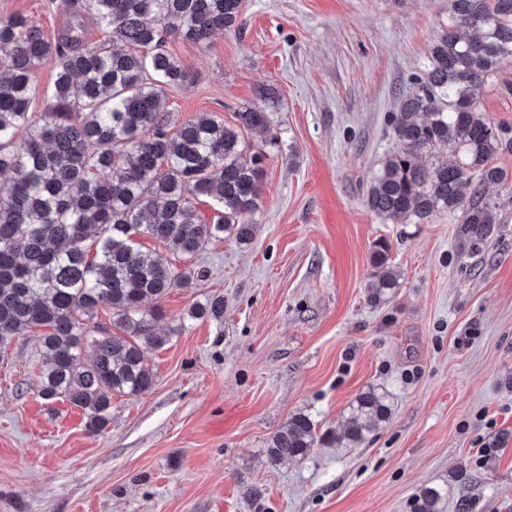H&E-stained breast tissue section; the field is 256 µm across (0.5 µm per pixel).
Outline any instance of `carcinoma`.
I'll return each mask as SVG.
<instances>
[{
    "mask_svg": "<svg viewBox=\"0 0 512 512\" xmlns=\"http://www.w3.org/2000/svg\"><path fill=\"white\" fill-rule=\"evenodd\" d=\"M448 25L432 44L412 90L397 98L388 122L404 149L370 179L367 204L394 224L436 212L459 214L460 237L473 249L499 223L498 205L482 186L504 183L490 165L512 139L480 108L475 89L512 56V0H449ZM75 23L56 40L27 16L0 20V343L41 329L39 394L65 397L100 433L112 418V395L149 391L154 373L145 352L162 347L156 331L160 300L188 288L192 276L142 249L139 236L171 248L185 262L215 240L253 239L264 152L243 133L270 130L281 100L263 91L262 104L235 113V125L203 113L176 124L166 90L188 79L168 50L172 40L201 47L224 30H240L245 0H72ZM105 34L83 39L84 19ZM52 62L51 91L39 93L32 74ZM44 111L32 106L38 96ZM451 153L454 160L438 156ZM390 245L373 254L367 299L379 304L399 287L388 266ZM106 309L110 325L85 324ZM224 318V296L190 310ZM350 424L336 442L357 446L390 415L374 389L350 404ZM316 423L293 414L270 438L275 464L303 459L316 447ZM443 487H424L416 512H442Z\"/></svg>",
    "mask_w": 512,
    "mask_h": 512,
    "instance_id": "carcinoma-1",
    "label": "carcinoma"
}]
</instances>
